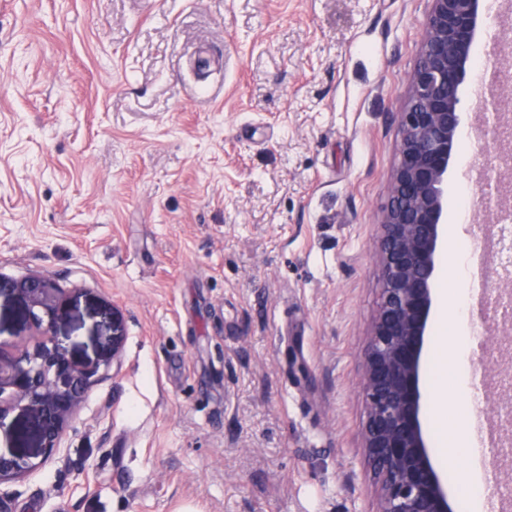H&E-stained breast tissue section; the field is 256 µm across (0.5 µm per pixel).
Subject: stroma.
Masks as SVG:
<instances>
[{
	"mask_svg": "<svg viewBox=\"0 0 512 512\" xmlns=\"http://www.w3.org/2000/svg\"><path fill=\"white\" fill-rule=\"evenodd\" d=\"M431 0H0V340L15 283L99 364L0 512H373L361 373ZM467 71L448 203L498 157ZM120 325V351L112 327Z\"/></svg>",
	"mask_w": 512,
	"mask_h": 512,
	"instance_id": "stroma-1",
	"label": "stroma"
}]
</instances>
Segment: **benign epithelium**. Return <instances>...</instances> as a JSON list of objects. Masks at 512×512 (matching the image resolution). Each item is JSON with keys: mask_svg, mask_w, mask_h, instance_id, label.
<instances>
[{"mask_svg": "<svg viewBox=\"0 0 512 512\" xmlns=\"http://www.w3.org/2000/svg\"><path fill=\"white\" fill-rule=\"evenodd\" d=\"M481 0H432L419 62L400 113L401 141L382 215L383 288L361 374L366 395V458L376 484V512H451L448 486L436 472L420 420L421 357L429 331L436 254L448 237V161L458 143L459 88L471 60ZM35 335L18 353H0V429L27 417L50 456L94 383L96 366H80L52 331L61 289L49 280L20 282ZM496 315L512 327V294L498 291ZM500 412L512 447V364L497 369ZM33 467L0 454V482Z\"/></svg>", "mask_w": 512, "mask_h": 512, "instance_id": "7a95c632", "label": "benign epithelium"}]
</instances>
